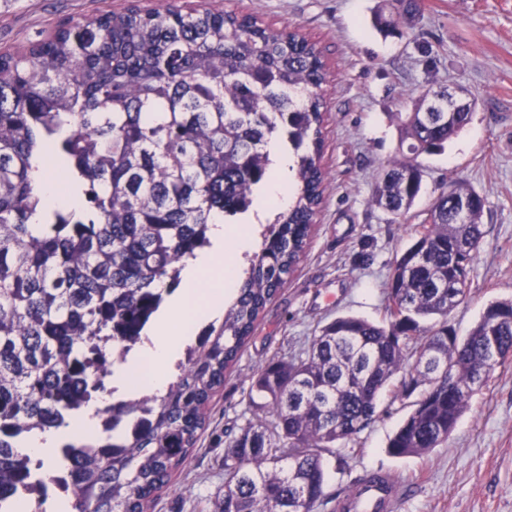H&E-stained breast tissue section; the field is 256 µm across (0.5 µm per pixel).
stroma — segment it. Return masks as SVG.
<instances>
[{
  "label": "stroma",
  "mask_w": 512,
  "mask_h": 512,
  "mask_svg": "<svg viewBox=\"0 0 512 512\" xmlns=\"http://www.w3.org/2000/svg\"><path fill=\"white\" fill-rule=\"evenodd\" d=\"M269 28L293 23L322 48L330 81L320 163L322 208L296 270L261 315L238 361L212 396L204 431L186 463L159 490L150 512H205L224 482V441L258 411L251 395L269 359L301 353L320 328L343 315L383 321L385 284L439 187L465 182L485 200L482 244L470 292L449 322L468 335L487 304L512 299V0H417L400 37L371 26L382 0H205ZM130 0H0V52H19L64 19L121 11ZM431 56H424L421 45ZM447 85L476 100L468 125L439 155H420L424 192L406 219L379 208L373 190L400 155L395 115L423 88ZM409 399L385 395L374 420L330 456L327 493L385 468L402 480L400 512H512V358L474 394L447 442L407 458L387 441Z\"/></svg>",
  "instance_id": "stroma-1"
}]
</instances>
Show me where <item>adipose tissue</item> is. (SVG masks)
I'll return each mask as SVG.
<instances>
[{
	"label": "adipose tissue",
	"mask_w": 512,
	"mask_h": 512,
	"mask_svg": "<svg viewBox=\"0 0 512 512\" xmlns=\"http://www.w3.org/2000/svg\"><path fill=\"white\" fill-rule=\"evenodd\" d=\"M211 248L189 258L179 291L158 314L147 336L125 362L117 364L112 379L119 393H130L131 376H141L147 388L164 390L169 381V366L183 348L195 340L200 329L224 314V298L234 290V278L224 264V248L234 245L244 250L251 238L238 224H216L211 229ZM99 403H89L78 421L67 427L51 429L22 442L21 454L42 459L45 476L63 464L60 448L68 442L91 444L100 439Z\"/></svg>",
	"instance_id": "obj_1"
}]
</instances>
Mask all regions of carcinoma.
Listing matches in <instances>:
<instances>
[{"label": "carcinoma", "instance_id": "obj_1", "mask_svg": "<svg viewBox=\"0 0 512 512\" xmlns=\"http://www.w3.org/2000/svg\"><path fill=\"white\" fill-rule=\"evenodd\" d=\"M328 71L321 50L290 24L271 32L257 19L176 0L59 23L28 52L0 55V508L9 512L37 476L17 443L68 424L103 388L97 364L109 342L130 350L181 283L183 261L209 246L210 224L250 210L272 161L273 138L291 149L288 207L258 220L260 251L237 274L224 316L200 331L166 389H141L112 404L132 435L64 457L74 512H148L156 492L188 457L206 408L304 252L325 174L320 145ZM428 87L396 116L407 153L387 168L375 203L405 218L422 190L420 154L442 151L468 124L448 122ZM65 173L59 192L78 206H51L35 173ZM448 221V195L434 199L395 258L388 319L325 324L297 357L263 365L249 421L224 440V485L210 512H321L323 453L360 433L386 391L429 394L389 438L388 452L421 456L448 440L468 410L489 360L486 317L503 316L498 358L512 355V300L490 302L469 334L448 322V290L465 301L482 230ZM39 223H33L34 218ZM432 351L414 369L408 350ZM454 368L440 393L434 371Z\"/></svg>", "mask_w": 512, "mask_h": 512}]
</instances>
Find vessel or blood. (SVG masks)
<instances>
[{"label": "vessel or blood", "mask_w": 512, "mask_h": 512, "mask_svg": "<svg viewBox=\"0 0 512 512\" xmlns=\"http://www.w3.org/2000/svg\"><path fill=\"white\" fill-rule=\"evenodd\" d=\"M402 484L388 471L378 469L360 476L336 500L337 512H398Z\"/></svg>", "instance_id": "vessel-or-blood-1"}]
</instances>
